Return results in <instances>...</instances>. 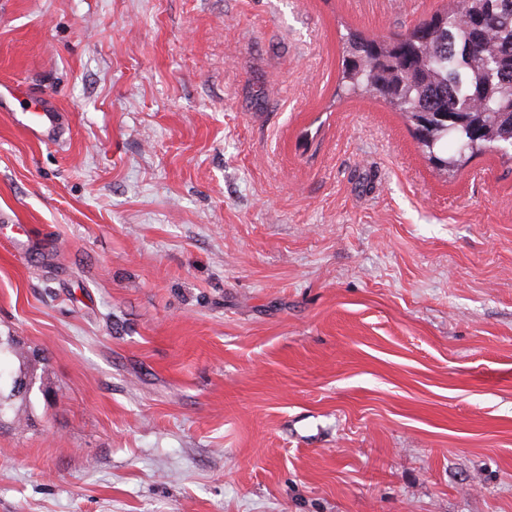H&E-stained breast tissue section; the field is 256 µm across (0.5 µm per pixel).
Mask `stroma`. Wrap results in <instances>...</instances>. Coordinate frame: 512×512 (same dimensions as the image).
Wrapping results in <instances>:
<instances>
[{
	"label": "stroma",
	"mask_w": 512,
	"mask_h": 512,
	"mask_svg": "<svg viewBox=\"0 0 512 512\" xmlns=\"http://www.w3.org/2000/svg\"><path fill=\"white\" fill-rule=\"evenodd\" d=\"M448 0H0V512H512V160L339 87ZM13 122L28 136L38 141H54L60 138V112H55L47 104L34 109V112H11ZM17 346L18 343L12 337L8 336L5 341L0 337V424H2L9 411L15 412L13 417L14 423L16 422L20 425L25 420L20 413V411H23V408L16 409V404L20 403L26 406V403L30 402V396L36 384V377L28 370V355H25V352ZM6 351L15 356L19 362H22V366L25 367L22 370L20 364L19 373L7 372L2 368L1 355ZM25 381H29V383L34 382L31 390L22 389Z\"/></svg>",
	"instance_id": "obj_1"
}]
</instances>
